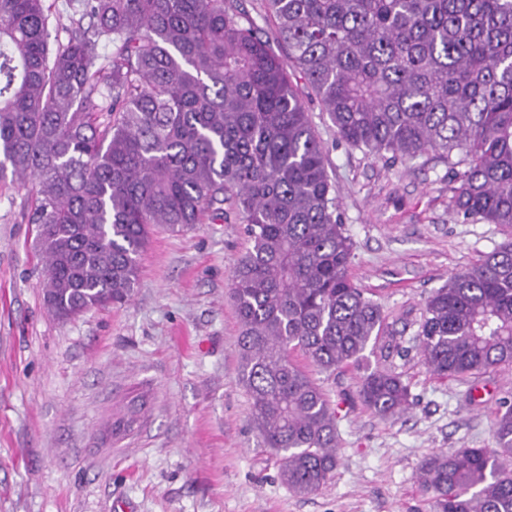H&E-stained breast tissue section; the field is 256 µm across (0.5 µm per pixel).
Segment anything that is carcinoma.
Instances as JSON below:
<instances>
[{
  "label": "carcinoma",
  "mask_w": 512,
  "mask_h": 512,
  "mask_svg": "<svg viewBox=\"0 0 512 512\" xmlns=\"http://www.w3.org/2000/svg\"><path fill=\"white\" fill-rule=\"evenodd\" d=\"M50 43L47 0H0V181L35 193L44 301L58 318L128 300L151 226L232 212L250 246L230 277L251 425L292 492L337 466L336 411L297 364H360L381 306L348 275L353 244L291 72L337 137L374 157L429 152L458 186L448 208L512 230V0H263L282 60L236 0H73ZM417 349L440 378L512 366V240L425 300ZM363 406L411 405L366 368ZM494 446L439 452L419 480L430 512H512V403Z\"/></svg>",
  "instance_id": "carcinoma-1"
}]
</instances>
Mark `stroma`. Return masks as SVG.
I'll return each instance as SVG.
<instances>
[{
	"label": "stroma",
	"mask_w": 512,
	"mask_h": 512,
	"mask_svg": "<svg viewBox=\"0 0 512 512\" xmlns=\"http://www.w3.org/2000/svg\"><path fill=\"white\" fill-rule=\"evenodd\" d=\"M292 80L327 149L349 277L400 346L367 349L365 366L400 375L410 409L368 411L365 366L309 368L337 413L339 463L318 492L289 491L238 379L229 276L249 246L244 225L154 229L129 300L62 321L43 299L31 190L0 182V512H428L422 461L491 447L512 367L440 379L414 337L431 291L512 230L449 211L455 180L436 154L378 158L338 140L305 80Z\"/></svg>",
	"instance_id": "35a3bbf8"
}]
</instances>
